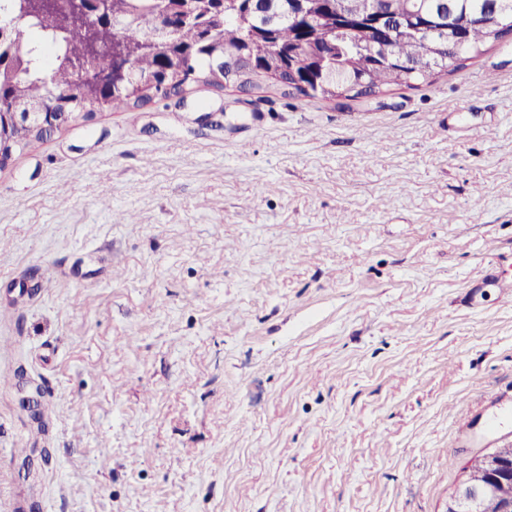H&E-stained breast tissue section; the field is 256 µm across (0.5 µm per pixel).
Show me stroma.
<instances>
[{
	"label": "stroma",
	"instance_id": "35a3bbf8",
	"mask_svg": "<svg viewBox=\"0 0 512 512\" xmlns=\"http://www.w3.org/2000/svg\"><path fill=\"white\" fill-rule=\"evenodd\" d=\"M511 254L512 37L64 127L0 169V512H446L512 390V293L462 297Z\"/></svg>",
	"mask_w": 512,
	"mask_h": 512
}]
</instances>
